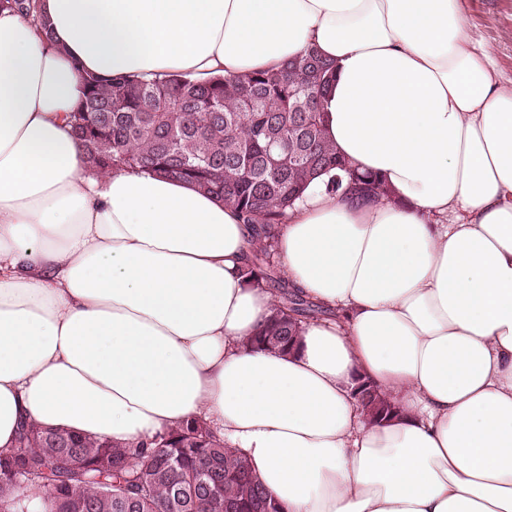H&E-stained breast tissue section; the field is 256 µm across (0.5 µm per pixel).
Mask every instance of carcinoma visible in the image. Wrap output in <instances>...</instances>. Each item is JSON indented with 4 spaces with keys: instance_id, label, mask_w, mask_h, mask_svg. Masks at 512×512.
Returning <instances> with one entry per match:
<instances>
[{
    "instance_id": "cac0c4a2",
    "label": "carcinoma",
    "mask_w": 512,
    "mask_h": 512,
    "mask_svg": "<svg viewBox=\"0 0 512 512\" xmlns=\"http://www.w3.org/2000/svg\"><path fill=\"white\" fill-rule=\"evenodd\" d=\"M3 9L48 33L39 0H0ZM335 72L311 46L281 70L203 83L180 74L149 82L91 75L67 116L92 172L146 170L187 181L251 226L245 277L277 298L250 338L256 348L292 351L301 324L324 312L281 277L273 253L279 224L310 183L334 169L347 183L333 177L330 191L359 203L388 194L327 139L320 105ZM357 401L369 416L391 407L370 383ZM34 488L46 490L41 512H286L247 457L224 447L201 418L126 445L24 421L15 446L0 449V512H33Z\"/></svg>"
}]
</instances>
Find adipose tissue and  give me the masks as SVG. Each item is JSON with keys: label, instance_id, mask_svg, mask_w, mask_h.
<instances>
[{"label": "adipose tissue", "instance_id": "ef3b65f1", "mask_svg": "<svg viewBox=\"0 0 512 512\" xmlns=\"http://www.w3.org/2000/svg\"><path fill=\"white\" fill-rule=\"evenodd\" d=\"M42 5L45 35L0 12V448L23 420L125 444L202 417L287 512H512V88L459 0ZM311 45L337 65L330 142L389 193L323 175L289 211L280 274L331 315L284 355L246 344L274 295L238 213L89 175L65 115L88 72L203 81Z\"/></svg>", "mask_w": 512, "mask_h": 512}]
</instances>
